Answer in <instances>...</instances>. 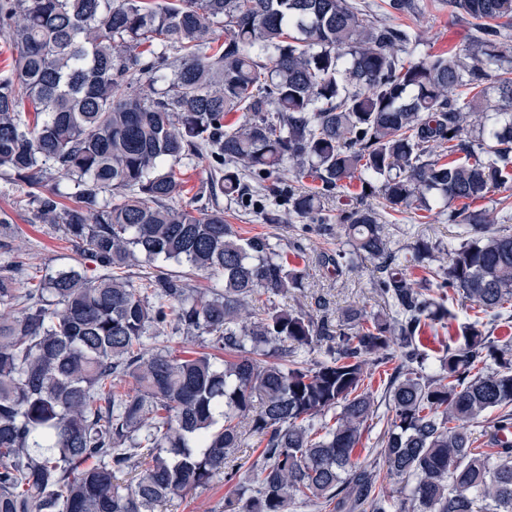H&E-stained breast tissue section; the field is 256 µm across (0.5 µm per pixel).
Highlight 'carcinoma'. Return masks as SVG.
Here are the masks:
<instances>
[{"mask_svg":"<svg viewBox=\"0 0 512 512\" xmlns=\"http://www.w3.org/2000/svg\"><path fill=\"white\" fill-rule=\"evenodd\" d=\"M441 3L472 27L446 53L354 0H0L16 51L0 75V168L101 270L21 288L32 256L0 267V512H160L221 475L226 512H512V345L476 319L433 375L421 341L454 319L449 289L512 320V203L471 210L512 181V0ZM229 112L245 121L225 127ZM186 160L212 167L199 191L212 206L172 203ZM221 196L268 224H339L347 248L327 263L370 262L384 311L349 307L334 325L267 305L307 269L226 223ZM344 197L355 203L331 215ZM434 209L460 228L437 268L439 244L405 255L385 233L393 212ZM178 333L224 358L155 346ZM395 358L362 467L379 409L367 368ZM487 421L490 452L473 437ZM253 437L262 463L243 478ZM381 470L410 480L405 497L377 485ZM378 413L380 415L381 421L379 422L378 418L374 419L373 426L375 427L373 429L372 434L369 436V440H363L362 446H359L358 449L355 451L354 461L357 462L358 464H366L367 462L372 460L373 454H371L370 450L373 447V443L375 442V437L383 428L384 423L386 426L387 408L384 403L381 404Z\"/></svg>","mask_w":512,"mask_h":512,"instance_id":"obj_1","label":"carcinoma"}]
</instances>
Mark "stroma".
<instances>
[{"mask_svg":"<svg viewBox=\"0 0 512 512\" xmlns=\"http://www.w3.org/2000/svg\"><path fill=\"white\" fill-rule=\"evenodd\" d=\"M421 12L415 17H395V24L415 30L421 37L422 50L441 52L462 48L468 39L469 27L463 19L451 16L439 0H419ZM25 183L9 172L0 171V210L7 211L12 221L0 224V240L29 252L38 267L46 273L61 269H82L86 259L65 240L60 225L33 222V206L26 195ZM228 223L243 236L270 235L283 249L297 253L298 263L306 267L309 275L304 287L272 297L279 308L300 307L317 313L319 302H326L330 316L341 309L357 306L370 312L382 309L383 301L372 287L373 267L363 262L357 268L335 274L332 266L324 264V255L335 253L345 244L340 227L323 231L319 225L308 222L269 224L262 212L246 210L236 200L220 198ZM457 225L433 212L415 211L396 216L386 225V233L393 249L404 251L415 237L433 242L448 243L455 238ZM228 487L223 479H215L209 486L174 499L166 512H224V497Z\"/></svg>","mask_w":512,"mask_h":512,"instance_id":"obj_1","label":"stroma"}]
</instances>
